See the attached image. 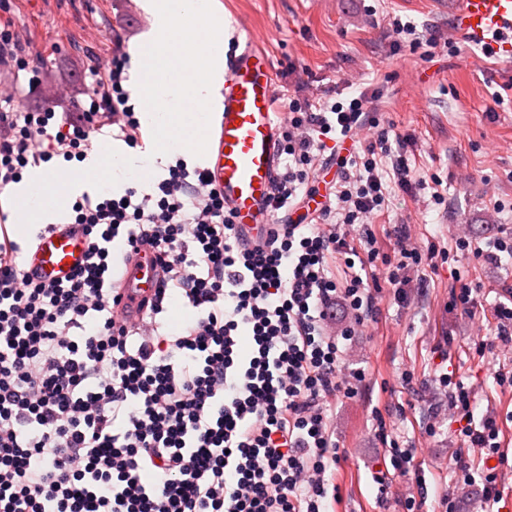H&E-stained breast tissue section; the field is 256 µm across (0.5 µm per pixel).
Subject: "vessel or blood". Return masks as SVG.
Listing matches in <instances>:
<instances>
[{
	"mask_svg": "<svg viewBox=\"0 0 512 512\" xmlns=\"http://www.w3.org/2000/svg\"><path fill=\"white\" fill-rule=\"evenodd\" d=\"M454 26L469 43L512 62V0H457ZM221 95L204 169L234 224L254 237L272 224L268 200L279 171V126L273 62L253 38H246L227 66ZM87 249L86 237L74 225L56 224L35 243L26 264L40 280L61 281L83 262ZM159 277L151 252L140 251L135 262L123 265L118 305L122 319L141 323L138 306L153 297Z\"/></svg>",
	"mask_w": 512,
	"mask_h": 512,
	"instance_id": "obj_1",
	"label": "vessel or blood"
}]
</instances>
